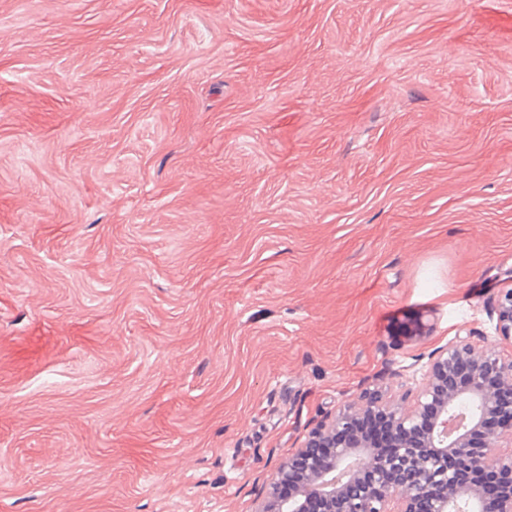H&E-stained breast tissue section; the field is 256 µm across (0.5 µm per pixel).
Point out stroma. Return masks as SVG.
I'll return each mask as SVG.
<instances>
[{
  "label": "stroma",
  "mask_w": 512,
  "mask_h": 512,
  "mask_svg": "<svg viewBox=\"0 0 512 512\" xmlns=\"http://www.w3.org/2000/svg\"><path fill=\"white\" fill-rule=\"evenodd\" d=\"M507 288L512 0H0V512H255Z\"/></svg>",
  "instance_id": "obj_1"
}]
</instances>
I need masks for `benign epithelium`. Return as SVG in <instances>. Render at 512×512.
Here are the masks:
<instances>
[{
	"label": "benign epithelium",
	"instance_id": "obj_1",
	"mask_svg": "<svg viewBox=\"0 0 512 512\" xmlns=\"http://www.w3.org/2000/svg\"><path fill=\"white\" fill-rule=\"evenodd\" d=\"M512 347V289L489 305ZM472 406L468 423L457 406ZM384 418L390 455L374 454L356 424ZM512 512V354L470 336L431 355L398 401L376 391L337 406L273 472L256 512Z\"/></svg>",
	"mask_w": 512,
	"mask_h": 512
}]
</instances>
